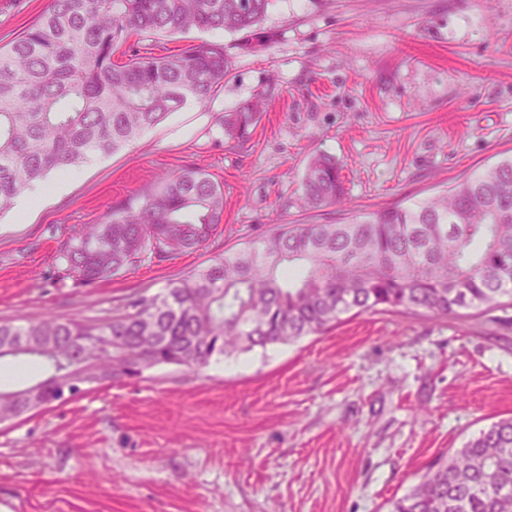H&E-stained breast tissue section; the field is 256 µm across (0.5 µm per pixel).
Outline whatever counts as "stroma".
Instances as JSON below:
<instances>
[{
    "label": "stroma",
    "mask_w": 512,
    "mask_h": 512,
    "mask_svg": "<svg viewBox=\"0 0 512 512\" xmlns=\"http://www.w3.org/2000/svg\"><path fill=\"white\" fill-rule=\"evenodd\" d=\"M48 0H0V47ZM268 48L206 104L74 168L25 220L0 215V320L102 316L266 236L422 201L512 156V0H274ZM251 140L221 119L254 98ZM347 202L306 211L313 151ZM180 167L224 186L204 247L91 286L46 276L82 224ZM512 417V307L347 315L292 345L161 365L0 424V512H389L429 465Z\"/></svg>",
    "instance_id": "35a3bbf8"
}]
</instances>
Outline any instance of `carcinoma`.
Wrapping results in <instances>:
<instances>
[{
  "label": "carcinoma",
  "mask_w": 512,
  "mask_h": 512,
  "mask_svg": "<svg viewBox=\"0 0 512 512\" xmlns=\"http://www.w3.org/2000/svg\"><path fill=\"white\" fill-rule=\"evenodd\" d=\"M273 0H50L0 49V213L36 182L126 147L189 102L204 103L234 66L223 44L202 41L155 56L144 40L189 30L239 35L251 53L274 34L262 26ZM136 43H130L131 38ZM256 101L224 113V140L245 144ZM302 201H346L336 159L312 154ZM224 219V188L196 168L171 170L134 202L112 205L74 232L55 280L92 285L155 258L207 244ZM512 305V157L444 193L346 222L278 224L262 239L128 296L90 320L47 314L0 321V359L46 376L0 390V422L78 399L95 386L135 379L163 364L197 368L257 347L293 344L351 312L423 309L435 316ZM390 512H512V417L431 464Z\"/></svg>",
  "instance_id": "1"
}]
</instances>
